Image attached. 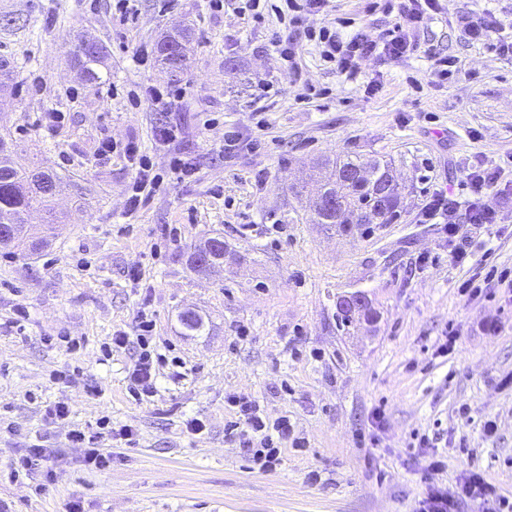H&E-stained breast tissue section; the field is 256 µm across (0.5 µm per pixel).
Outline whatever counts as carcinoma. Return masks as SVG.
<instances>
[{"label":"carcinoma","mask_w":512,"mask_h":512,"mask_svg":"<svg viewBox=\"0 0 512 512\" xmlns=\"http://www.w3.org/2000/svg\"><path fill=\"white\" fill-rule=\"evenodd\" d=\"M190 37V29L185 28L165 33L156 43L158 61L177 79L188 69ZM104 57L102 52L77 60L88 84L101 80ZM15 75L11 61L0 56L1 93L13 91ZM316 183V195L332 192L337 197L336 209H314L315 223L327 232L369 236L398 217L401 189L386 161L326 159L318 168ZM62 184L63 179L45 169L43 163L20 154L10 131L0 128V224L12 225L13 234L4 242L12 253L25 256L49 246L54 225L65 219L53 206V198ZM33 210L47 215V224L36 238L30 236L28 229V216ZM180 321L193 335L205 331V318L195 310L183 311Z\"/></svg>","instance_id":"carcinoma-1"}]
</instances>
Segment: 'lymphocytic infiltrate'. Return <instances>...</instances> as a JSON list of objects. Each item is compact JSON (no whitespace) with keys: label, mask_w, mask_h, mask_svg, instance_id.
<instances>
[{"label":"lymphocytic infiltrate","mask_w":512,"mask_h":512,"mask_svg":"<svg viewBox=\"0 0 512 512\" xmlns=\"http://www.w3.org/2000/svg\"><path fill=\"white\" fill-rule=\"evenodd\" d=\"M329 0H281L271 5L279 22L288 29V36L275 37L273 47L279 58L288 64L290 71H298L297 57L300 46L292 36L293 30L303 27L308 16L325 11ZM440 0H398V17L393 26L382 33L367 28H359L351 34L321 28L308 32V40L317 44L324 62L334 66L337 73L347 81H356L361 74V64L370 58L400 61L418 49L415 32L425 20L440 14ZM466 38L474 43H494L499 55L512 58V41L493 40L492 35L499 30L501 23L495 13L474 12L461 19ZM124 154L133 161L137 174L127 198L128 213H136L159 188L162 177L157 173L151 159L142 154L139 146L128 143ZM504 170L501 166H480L468 173L472 196L467 208V219L472 224H492L496 213L488 208L483 198L487 193L497 191ZM459 201L447 192L436 190L426 195L419 221L423 224L442 225L449 237H457L460 231L458 222ZM137 336L118 331L112 336L113 349L126 348L130 342H137L140 348L138 358L127 372V378L134 394L146 398L153 397L157 390L160 363L152 357L150 343L153 324L141 319ZM236 407L238 418L230 422L226 433L238 439L242 448L250 452L252 460L261 469L272 468L279 460L283 443L292 447H304L303 438L296 436L288 417L268 419L259 404L247 396H236L230 401ZM480 501L484 512H512V500L498 493L494 485L479 470H472L458 476L452 487L429 486L418 502L417 512H457L459 504L465 500Z\"/></svg>","instance_id":"1"}]
</instances>
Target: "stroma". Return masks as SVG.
<instances>
[{
  "label": "stroma",
  "instance_id": "1",
  "mask_svg": "<svg viewBox=\"0 0 512 512\" xmlns=\"http://www.w3.org/2000/svg\"><path fill=\"white\" fill-rule=\"evenodd\" d=\"M334 6L358 28L379 32L394 21L374 0ZM136 8L122 25L113 0H0V18L21 22L0 28V55L17 64L0 126L90 197L78 208L60 196L69 221L49 249H0V504L8 512H65L73 500L86 512H416L429 485H452L468 470L512 497V296L491 285L460 289L480 271L512 274V181L486 198L497 224L462 225L465 264L449 262L440 225L418 221L424 192L466 201L472 169L512 158V59L470 43L460 25L490 9L510 36L512 0H446L417 33L420 53L368 60L356 83L308 42L294 80L272 46L275 19L247 21L230 5L217 13L209 0H173L164 14L159 0ZM182 26L192 31L183 99L166 111L131 105L129 91L170 83L158 62L137 65L136 49ZM80 34L106 50L108 78L93 88L70 65ZM435 55L455 59L448 79L435 74ZM264 79L273 88L260 127L251 112ZM371 79L379 88L368 95L361 84ZM308 84L316 95L305 96ZM46 112L64 118L47 130ZM168 125L180 135L167 147L156 135ZM228 129L243 142L232 158L222 149ZM106 140L116 149L102 157ZM131 140L157 167L174 151L197 170L181 182L165 175L130 218L135 168L123 148ZM349 155L390 162L406 186L400 217L363 238L322 231L308 200L290 190L321 159ZM217 233L223 273H195L191 246ZM357 290L378 318L345 332L336 298ZM188 308L208 317L202 335L182 326ZM144 311L162 352L182 365L162 370L156 395L140 400L126 379L138 347L109 355L104 344L114 331L134 332ZM449 337L452 349L441 352ZM241 395L270 419L288 417L305 448L284 447L274 469H253L224 435L235 418L228 400ZM57 402L68 419L46 420ZM103 417L131 428L134 440H104L112 466L100 471L67 433L96 431ZM192 417L205 420V432L187 430ZM34 444L64 452L54 480L11 474L10 461ZM431 452L443 470H425Z\"/></svg>",
  "mask_w": 512,
  "mask_h": 512
}]
</instances>
